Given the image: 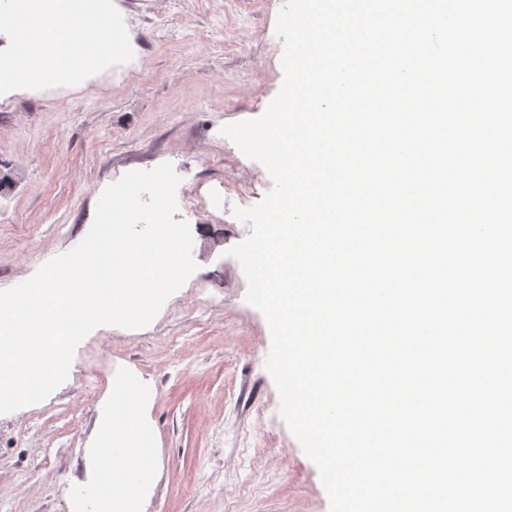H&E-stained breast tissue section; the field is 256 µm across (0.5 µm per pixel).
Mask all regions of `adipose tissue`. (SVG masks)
<instances>
[{"label":"adipose tissue","mask_w":512,"mask_h":512,"mask_svg":"<svg viewBox=\"0 0 512 512\" xmlns=\"http://www.w3.org/2000/svg\"><path fill=\"white\" fill-rule=\"evenodd\" d=\"M150 391L135 377L113 388L105 404L98 450L111 453V467L98 476L111 496L97 500V512H141L156 470V450L148 421Z\"/></svg>","instance_id":"adipose-tissue-1"}]
</instances>
